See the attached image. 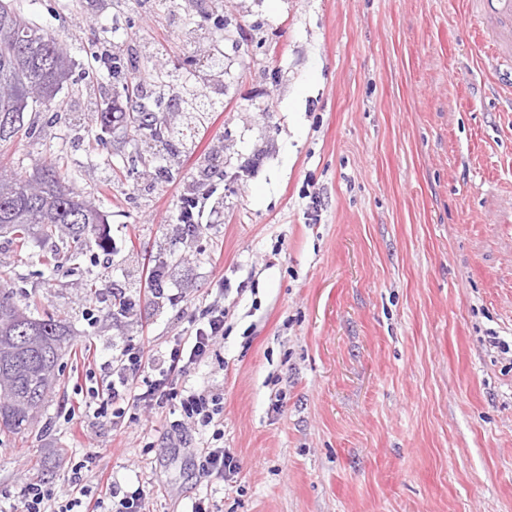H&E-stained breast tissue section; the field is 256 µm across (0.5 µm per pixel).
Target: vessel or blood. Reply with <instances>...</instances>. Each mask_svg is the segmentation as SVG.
I'll list each match as a JSON object with an SVG mask.
<instances>
[{
	"instance_id": "b4317fda",
	"label": "vessel or blood",
	"mask_w": 512,
	"mask_h": 512,
	"mask_svg": "<svg viewBox=\"0 0 512 512\" xmlns=\"http://www.w3.org/2000/svg\"><path fill=\"white\" fill-rule=\"evenodd\" d=\"M469 27L495 72L512 77V0H473Z\"/></svg>"
}]
</instances>
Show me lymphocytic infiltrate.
<instances>
[{
  "instance_id": "f902f5d3",
  "label": "lymphocytic infiltrate",
  "mask_w": 512,
  "mask_h": 512,
  "mask_svg": "<svg viewBox=\"0 0 512 512\" xmlns=\"http://www.w3.org/2000/svg\"><path fill=\"white\" fill-rule=\"evenodd\" d=\"M224 309L205 306L194 334L179 340L167 351L154 353L143 341L123 342L112 367L109 396L132 399L134 404L177 406L183 424L212 428L214 436L224 431L216 425L224 413L219 394L180 385L178 376L207 359L215 344L224 338Z\"/></svg>"
}]
</instances>
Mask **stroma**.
Segmentation results:
<instances>
[{
	"mask_svg": "<svg viewBox=\"0 0 512 512\" xmlns=\"http://www.w3.org/2000/svg\"><path fill=\"white\" fill-rule=\"evenodd\" d=\"M465 2L15 0L71 45L74 68L41 136L1 150L0 170L64 141L108 222L55 274L40 241L18 255L0 236L12 287L71 342L41 421L0 438V512L26 482L71 493L86 392H106L123 339L166 350L214 302L224 338L184 380L223 393L236 481L199 472L212 430L175 428L179 413L99 422L98 468L150 489L146 512L198 498L214 512H512V97ZM105 43L122 76L96 62ZM212 45L218 81L189 62ZM159 70L165 109L192 86L205 124L177 155L113 173L136 146L121 90ZM214 160L220 203L184 231L180 200ZM160 264L161 297L146 276Z\"/></svg>",
	"mask_w": 512,
	"mask_h": 512,
	"instance_id": "stroma-1",
	"label": "stroma"
}]
</instances>
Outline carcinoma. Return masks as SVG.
I'll use <instances>...</instances> for the list:
<instances>
[{"instance_id":"obj_1","label":"carcinoma","mask_w":512,"mask_h":512,"mask_svg":"<svg viewBox=\"0 0 512 512\" xmlns=\"http://www.w3.org/2000/svg\"><path fill=\"white\" fill-rule=\"evenodd\" d=\"M74 66L70 46L36 27L15 8L14 0H0V148L20 137L34 138L37 113L55 99ZM131 112L138 141L163 146L193 137L203 108L198 94L183 99L186 121L174 123L156 111L143 80L131 86ZM104 223L102 211L73 177L62 173L61 159L44 158L32 173H0V234L12 236L20 248L37 237L44 242L66 240L82 250L89 234ZM9 270L0 265V433L31 427L42 412L56 378L66 326L45 313L34 316L4 287Z\"/></svg>"}]
</instances>
